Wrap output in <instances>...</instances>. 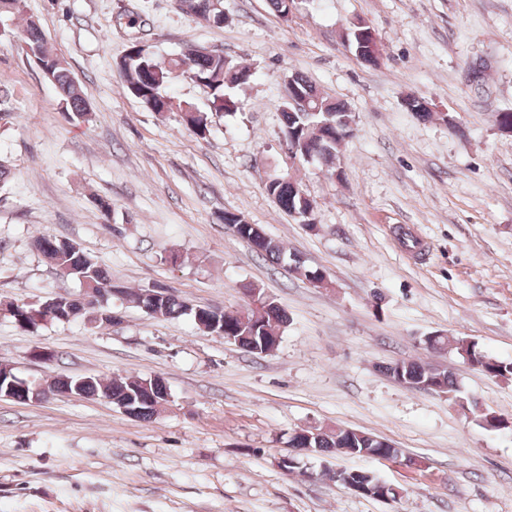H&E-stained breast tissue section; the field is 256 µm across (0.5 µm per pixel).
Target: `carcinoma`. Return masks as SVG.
<instances>
[{"instance_id": "1", "label": "carcinoma", "mask_w": 512, "mask_h": 512, "mask_svg": "<svg viewBox=\"0 0 512 512\" xmlns=\"http://www.w3.org/2000/svg\"><path fill=\"white\" fill-rule=\"evenodd\" d=\"M23 43L25 48L32 51L48 48L46 36L36 21L32 20L27 24ZM117 68L127 77L131 95H139L143 104L152 105L158 113L168 104L163 90L176 73H186L191 80L208 88L212 92V104L217 112L236 111L237 99L232 90L247 84L252 77L248 67L233 59L199 55L192 52L189 45L170 59L166 68L154 61L150 51L141 48L130 50L117 63ZM53 74L54 84L66 103V109L77 117L87 115L86 100L79 85L71 76L67 62L64 61L54 68ZM293 78L303 93L319 98L324 109L318 112L282 110L284 135L295 148L296 155L301 157L309 154L313 159L320 161L329 174L339 176L341 170L337 168V161L342 147L353 134L351 125L355 123V116L344 104L321 95L304 76L295 74ZM182 119L193 132L199 135L206 133V113L198 112L189 106ZM265 187L280 209L290 216L299 214L300 220L306 222L308 228H316L315 203L300 195L299 183L293 180L290 174L281 172L269 176ZM224 223L235 227V235L247 240L257 255L276 260L283 255L280 244L270 236L260 234L244 216L226 212ZM34 247L49 263L75 277L81 287L85 288V297L89 298L86 303H71L67 296L52 295L50 300L56 302V305H50L41 312V322L50 319L59 323H71L81 319L85 324L95 328L114 322L109 299L101 292L103 288L112 287V279L92 256L71 241L48 235L37 237L34 240ZM126 296L132 306L143 308L146 315L151 318L176 319L189 315L196 325L206 327V333L232 336V344L244 350L258 347L262 341L267 344L274 343L275 337L282 336V329L288 323L286 311L273 300L260 310L252 308L248 303L239 310L226 311L210 307H192L187 301L161 287L137 292L128 291ZM37 308V303L6 304V311L14 323L27 332L40 327V322L34 321L30 316V311ZM426 343L432 348L448 346L462 358L471 357L482 363L489 377L504 380L512 378V363H505L487 355L475 342L448 336H430ZM402 369L403 374L411 379H432L440 392L450 394L456 391V379L453 373L447 370L416 361L402 362ZM48 392H79L99 398L110 395L115 405L133 393L142 397L139 404L140 418L146 420L157 414L154 404L165 399L169 394V388L163 380L145 376L101 379L60 375L50 381ZM308 444L316 449V453L326 456L340 455L346 448L350 455L379 457L393 461L404 458L403 451L394 444L353 428L338 427L328 432L320 430L317 437ZM308 444L297 440L291 443V447L300 449Z\"/></svg>"}]
</instances>
